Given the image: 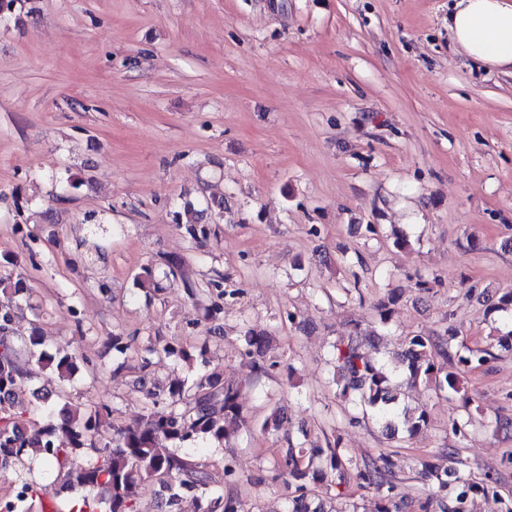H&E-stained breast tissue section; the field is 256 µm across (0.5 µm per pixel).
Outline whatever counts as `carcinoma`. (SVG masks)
<instances>
[{
    "mask_svg": "<svg viewBox=\"0 0 512 512\" xmlns=\"http://www.w3.org/2000/svg\"><path fill=\"white\" fill-rule=\"evenodd\" d=\"M196 211L187 204L176 212L175 223L195 242L204 240L209 229L199 224ZM0 466L17 465L32 471L31 460L38 458L57 472L65 489L104 487L106 499L87 496L69 502L58 512H138V488L147 479L159 481L166 490L161 497L162 512H180L186 494L195 497L200 512H246L245 503L237 496L218 491V480L212 464L194 458L178 449L199 440L221 443L229 440L250 420L242 413L241 388L234 381L206 374L189 383L171 381L167 389L149 387L140 379L145 396L144 414L134 426H114L111 409L100 404L79 415L72 411L64 387L52 395L42 389L32 392L33 400H19V392L28 379L27 366L35 361L57 374L70 377L82 358L67 350L47 349L40 327L33 325L29 338L17 342L15 321L20 301L27 299L26 281L11 273H0ZM399 295L394 292L374 304V320L385 327L390 324ZM487 309L512 313V291L495 299L484 297ZM375 330L354 323L352 331L337 338L331 364L336 374L338 395L350 401L362 414L372 419L389 439L423 430L430 416L421 407L409 413L402 387L422 384L450 397H465L461 370L472 369L493 357L490 349L448 351V334L422 333L403 337L399 349L387 362L373 359L366 342ZM239 340L251 368L261 375L280 365L267 356L269 333L254 325L243 326ZM147 351L156 356L184 362L194 360L191 348L158 340ZM288 418L272 411L261 423L265 431L283 432L286 447L278 466L277 478L286 486H295L287 512H325L311 508L307 488L327 482L346 483L349 471H357L359 479L376 490L380 498L377 512H399L396 502L394 462L385 453L354 461L348 458L340 438H325V444L294 443L287 429ZM422 475L437 483L438 492L418 504L419 512H467V501L473 494L495 493L492 478L476 482L463 475L455 476L451 500L438 493L448 489V473H440L429 463H422ZM20 494L0 500V512H34L39 497L36 483L26 476L17 480Z\"/></svg>",
    "mask_w": 512,
    "mask_h": 512,
    "instance_id": "cac0c4a2",
    "label": "carcinoma"
}]
</instances>
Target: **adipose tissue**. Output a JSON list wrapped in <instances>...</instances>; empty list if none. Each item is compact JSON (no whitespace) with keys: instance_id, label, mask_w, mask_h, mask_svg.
I'll use <instances>...</instances> for the list:
<instances>
[{"instance_id":"1","label":"adipose tissue","mask_w":512,"mask_h":512,"mask_svg":"<svg viewBox=\"0 0 512 512\" xmlns=\"http://www.w3.org/2000/svg\"><path fill=\"white\" fill-rule=\"evenodd\" d=\"M448 35L472 61L491 69H512V0H454Z\"/></svg>"}]
</instances>
